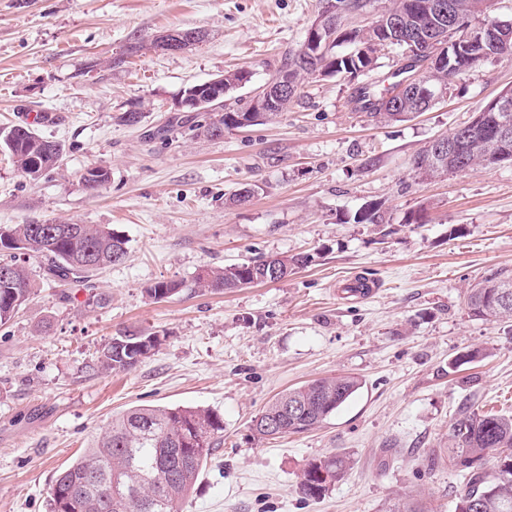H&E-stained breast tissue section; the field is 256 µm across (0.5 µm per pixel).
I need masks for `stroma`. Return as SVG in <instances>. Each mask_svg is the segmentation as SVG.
<instances>
[{
	"label": "stroma",
	"instance_id": "35a3bbf8",
	"mask_svg": "<svg viewBox=\"0 0 512 512\" xmlns=\"http://www.w3.org/2000/svg\"><path fill=\"white\" fill-rule=\"evenodd\" d=\"M318 0H0V128L22 114L61 142V165L37 180L0 152V225L107 224L127 242L122 264L89 283L46 279L26 266L30 299L0 325V512H48L56 476L114 416L134 406L208 408L224 421L183 512H390L422 502L454 512L463 478L447 462L463 411L512 413V323L471 317L469 284L512 274V164L479 165L422 181L414 157L512 90V55L455 78L446 98L404 121L356 108L358 87L387 86L401 52L378 49L372 72L310 75L272 122L208 138L212 112L177 111L182 90L243 69L239 109L304 41ZM204 31L180 52L148 51L122 66L136 40ZM145 118L124 125L131 107ZM168 128L167 137L158 129ZM108 169L98 189L88 167ZM255 193L229 205L243 187ZM382 203L389 222L351 215ZM425 209L424 223L411 212ZM313 258L287 279L201 292L200 270L261 256ZM374 293L351 296L352 278ZM183 281L156 302L147 286ZM157 336L128 371L91 366L113 337ZM472 363L453 367L460 355ZM351 374L363 386L321 426L258 440L254 418L278 394ZM343 454L351 470L320 499L300 491L312 460Z\"/></svg>",
	"mask_w": 512,
	"mask_h": 512
}]
</instances>
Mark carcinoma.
I'll return each mask as SVG.
<instances>
[{
	"mask_svg": "<svg viewBox=\"0 0 512 512\" xmlns=\"http://www.w3.org/2000/svg\"><path fill=\"white\" fill-rule=\"evenodd\" d=\"M435 0H392V7L381 13L365 29H348L338 24L336 30L323 35L319 54L312 56L304 47L288 54L282 72L295 84L316 72L326 76L345 73L351 78L374 67V53L382 46H396L403 51L411 44H393L387 16H397L422 39L420 51L427 52V38L448 18L438 16L431 4ZM451 5L454 26L458 29L488 28L495 24L485 19L480 25L473 20L487 13L489 0H446ZM347 44L352 50L343 55L335 48ZM512 52V40L482 52L477 47L461 58L448 53V62L437 69L435 83L447 82L476 67L492 55ZM247 71L236 69L221 75L222 90L236 89ZM396 81L378 91L367 86L357 89L354 102L363 112H373L390 120L401 121L429 106L408 83L407 72L393 74ZM296 94L277 95L264 112H255L252 123L263 124L288 111ZM248 104L236 112H226L218 122L201 126L214 136L220 124L236 127V117L246 114ZM512 127V111L500 112L486 104L473 120L459 128V140L446 154L431 164H424L426 152L414 158L413 171L421 180L456 174L478 164L512 163V139L508 151L494 145L493 132L502 125ZM0 149L7 152L17 168L36 179L55 168L64 156V146L42 137L34 128L14 125L0 130ZM86 187L96 189L109 180V172L100 166L89 167L82 175ZM356 224H385L381 205L370 204L354 215ZM47 234L35 235L32 224L0 226V240L7 237L13 244L0 249L21 254L34 253L50 261L46 275L59 282L89 277L102 268L125 261L128 251L123 238L102 224H45ZM267 259L206 269L198 274L195 286L208 292H232L264 284L260 278ZM312 262L308 254L279 257V279ZM10 268L8 279L0 278V324L9 322L33 293L27 268L11 256L0 260ZM512 285V275L487 279L468 289L470 314L481 320L512 322V292L508 300L494 299L498 286ZM184 283L159 280L146 289L148 296L160 301L179 294ZM157 346L154 336H118L99 353L94 371H126L149 357ZM362 388V381L352 375L318 379L288 390L271 401L253 420V430L260 439L301 433L327 421L336 410ZM280 421V429L269 430L267 421ZM224 441V422L219 415L198 407L138 406L112 419L111 424L92 447L75 459L55 479L49 500L50 512H183V506L198 476L215 448ZM446 458L448 466L465 474V486L457 495L455 512H512V415L479 410L465 412L449 434L446 450H437L436 458ZM352 468L345 455H330L310 462L303 471L301 493L316 498L331 485L342 480Z\"/></svg>",
	"mask_w": 512,
	"mask_h": 512,
	"instance_id": "cac0c4a2",
	"label": "carcinoma"
}]
</instances>
